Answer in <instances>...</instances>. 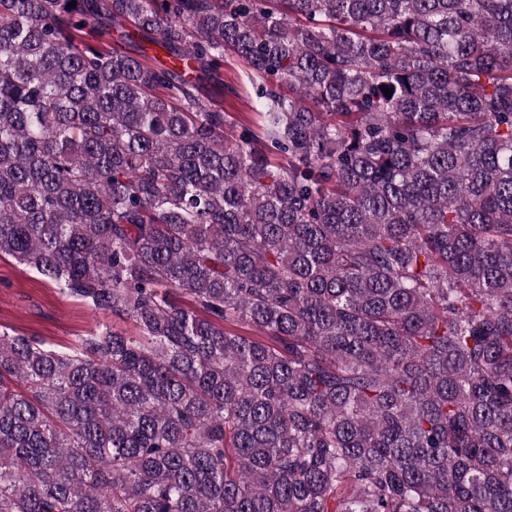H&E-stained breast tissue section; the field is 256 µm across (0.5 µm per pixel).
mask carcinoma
Segmentation results:
<instances>
[{
	"mask_svg": "<svg viewBox=\"0 0 512 512\" xmlns=\"http://www.w3.org/2000/svg\"><path fill=\"white\" fill-rule=\"evenodd\" d=\"M69 2L0 252L137 335L0 332V512H512V0ZM223 79L233 85L237 94L224 90V111L232 113L234 119L250 124L253 128L260 124L259 117L252 109L254 91L242 73L241 64L232 57L224 59Z\"/></svg>",
	"mask_w": 512,
	"mask_h": 512,
	"instance_id": "carcinoma-1",
	"label": "carcinoma"
}]
</instances>
